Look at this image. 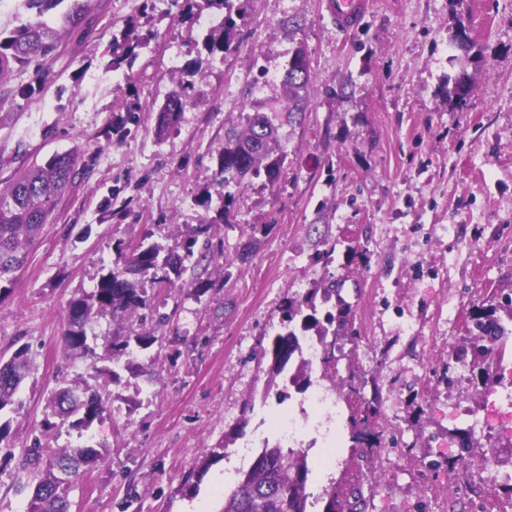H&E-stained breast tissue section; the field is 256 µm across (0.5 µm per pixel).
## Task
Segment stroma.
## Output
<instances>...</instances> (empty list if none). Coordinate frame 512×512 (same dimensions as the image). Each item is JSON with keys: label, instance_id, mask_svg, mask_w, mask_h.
I'll return each mask as SVG.
<instances>
[{"label": "stroma", "instance_id": "stroma-1", "mask_svg": "<svg viewBox=\"0 0 512 512\" xmlns=\"http://www.w3.org/2000/svg\"><path fill=\"white\" fill-rule=\"evenodd\" d=\"M325 0H247L237 51L206 63L203 0H92L91 24L64 34L42 68L0 80V188L33 160L77 149L87 177L62 196L29 249L26 266L0 299V355L29 345L33 361L11 415L10 451H0V512H27L18 483L55 388L89 382L109 410L85 431L62 428L52 447H101L105 465L87 469L70 493L71 512H221L218 481L228 464L248 469L241 448L287 414L264 396L281 307L297 286L343 280L359 347L336 355L378 402L372 429L385 434L396 408L405 432L397 479L366 484V512H420L426 490L451 493L472 459L507 456L512 431H475L459 455L468 421L491 388L478 374L463 388L439 386L449 352L469 335L474 305L512 291V0H368L361 23L336 28ZM159 36L134 62L136 87L109 66L112 37L128 23ZM475 47L459 62L458 25ZM303 48L313 88L305 115L283 126L288 169L278 186L252 180L222 223L214 176L224 134L236 128L254 54L282 75ZM203 59L192 101L177 128L154 134L157 110L175 81L168 57ZM467 70L464 102L448 79ZM138 125L113 131L130 92ZM209 241L213 260L182 269L180 285L147 283L164 326L97 319L101 337L156 331L138 374L101 376L103 346L67 356L62 336L70 300L92 291L117 248ZM332 249L331 263L316 256ZM204 283L196 294L195 283ZM506 393V386L495 388ZM338 462L309 455L307 490L323 512L326 489H345L364 453L341 423ZM430 460L439 469H427Z\"/></svg>", "mask_w": 512, "mask_h": 512}]
</instances>
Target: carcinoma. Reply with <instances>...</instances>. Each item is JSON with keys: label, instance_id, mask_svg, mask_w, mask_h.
Instances as JSON below:
<instances>
[{"label": "carcinoma", "instance_id": "obj_1", "mask_svg": "<svg viewBox=\"0 0 512 512\" xmlns=\"http://www.w3.org/2000/svg\"><path fill=\"white\" fill-rule=\"evenodd\" d=\"M222 14V23L208 31L205 48L208 62L224 61L236 49V20L239 11L233 0H206ZM29 19L11 29L0 31V74L32 65L54 53L62 35L82 29L88 20L91 0H24ZM131 28L123 35V42L112 43V69L132 65L148 40ZM310 63L306 52L298 47L288 57L281 80L282 107L264 110L251 106L245 121L227 132L224 152L220 158L215 183L224 223L235 220L233 200L247 187L248 180L265 178L272 186L280 183L288 154L282 147L280 122L296 120L307 109L310 94ZM191 82L181 81L161 105L157 114V135H163L179 119L189 103ZM141 106L131 99L125 102L124 113L115 115L112 128L119 130L139 120ZM85 174L77 154L56 153L43 163L33 161L17 170L7 186L0 188V299L9 291L15 273L23 266L26 252L50 221L59 197ZM196 241L184 246V253L166 251L158 244L135 248H117L112 267L100 276L96 287L69 302L67 329L63 336L65 351L71 356L91 350L87 333L94 318L103 313L112 317L139 316L146 320L145 311L152 310L143 283L157 278L171 287L176 284L170 274H180L185 262L199 265L209 259L208 254H195ZM342 281L331 278L315 282L304 293L287 298L282 308L280 328L271 341L268 387L276 385V378L286 364L299 354L302 342L316 340L322 347L323 377L331 385L336 382V360L333 348L339 337L354 342L352 307L340 295ZM474 328L468 337L469 352H456V363L471 362L483 378H488L482 364L490 357L495 345L505 335L504 324L512 321V294L497 302L481 304L472 312ZM158 337L152 334L114 336L105 340L108 359L112 361V380L120 379L117 368L131 371L134 361L150 348ZM31 371L29 346L17 348L9 358L0 356V412L14 409L15 396L21 382ZM312 384L311 368L301 362L291 380L296 390L304 392ZM108 400L91 390L90 386H67L55 390L48 403L49 417L42 422L41 436L23 452L20 469L34 484L30 502H39L38 512H70L69 493L83 470L107 462V455L93 445L61 448L48 463H43L42 439L63 426L83 430L108 411ZM378 414L374 401L364 400L350 416L351 439L360 446L373 448L380 444L369 432L370 419ZM311 474L305 452L292 448H264L253 465L239 472L236 487L224 497L222 512H308L310 493L307 484ZM328 496L324 512H365L366 502L360 495L354 501L336 493V486L325 490Z\"/></svg>", "mask_w": 512, "mask_h": 512}]
</instances>
